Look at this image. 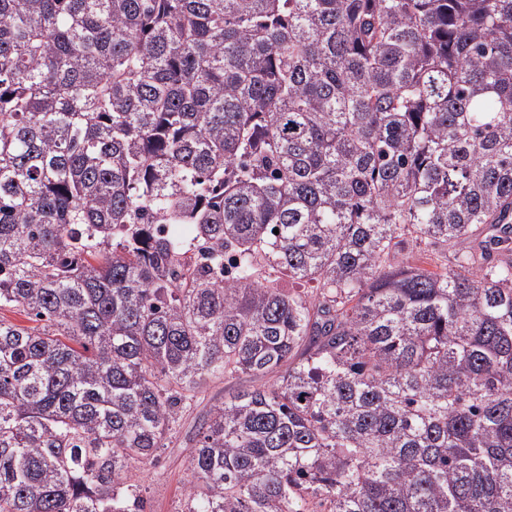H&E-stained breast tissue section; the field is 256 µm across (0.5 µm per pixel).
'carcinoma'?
I'll return each mask as SVG.
<instances>
[{"mask_svg": "<svg viewBox=\"0 0 512 512\" xmlns=\"http://www.w3.org/2000/svg\"><path fill=\"white\" fill-rule=\"evenodd\" d=\"M2 310L0 512H512V0H0ZM252 385L249 378L212 379L197 395L192 408L184 412L165 440L157 459L135 470V481L140 494L147 500V512H181L184 488L190 480L188 460L193 450L199 419L215 405L224 402V396L233 390Z\"/></svg>", "mask_w": 512, "mask_h": 512, "instance_id": "obj_1", "label": "carcinoma"}]
</instances>
